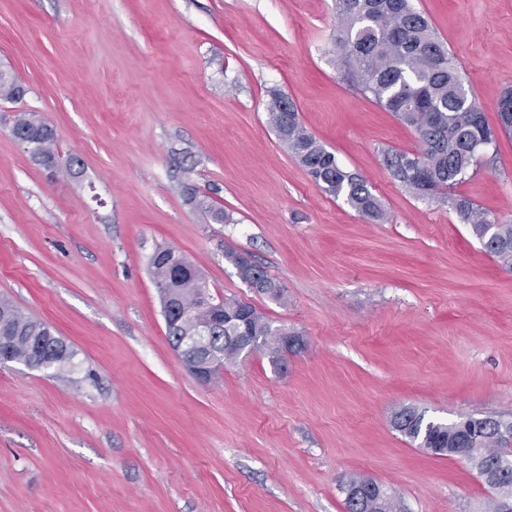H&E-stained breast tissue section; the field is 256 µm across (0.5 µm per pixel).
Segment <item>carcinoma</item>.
Wrapping results in <instances>:
<instances>
[{"instance_id":"1","label":"carcinoma","mask_w":512,"mask_h":512,"mask_svg":"<svg viewBox=\"0 0 512 512\" xmlns=\"http://www.w3.org/2000/svg\"><path fill=\"white\" fill-rule=\"evenodd\" d=\"M340 19L336 54L347 66L353 83L366 96L417 135L422 145L418 152H389L385 164L390 173L410 191L428 194L451 204L462 222L470 225L481 241H490V250L500 262L512 266V223L500 222L466 199L448 197V190L476 174L497 156L499 133H512V88L505 89L498 106V124L491 126L467 91L447 47L439 40L427 17L410 0H335ZM25 87L13 77L0 80V100L16 102L24 97ZM269 123L281 143L308 172L323 191L341 197L358 213L373 220L384 219V210L366 180L346 171L336 156L303 126L296 106L280 93L271 95L267 106ZM11 133L33 145L31 158L53 168L59 163L58 139L50 125L28 112L14 115ZM189 201L216 223L224 222V210L196 192ZM151 259V273L157 288L174 284L177 295L195 289L204 279L192 264L184 267L167 263L160 256ZM254 272L271 287L259 292L274 300L282 297V287L263 267L253 262ZM226 310L250 316L249 338L241 343L231 339L235 332L217 329L216 343L224 347V359L234 362L245 349L269 350L272 362L281 361L267 318L249 303L224 299ZM48 343L50 376L59 377L74 370L75 351L42 320L25 314L9 298H0V344L10 349L12 362L29 365L39 342ZM392 428L435 456H448V437L456 440V452L475 468H491L494 460L512 456V421L492 415L467 416L448 423L426 418L413 406L397 409ZM493 512H512V474L500 476L491 486ZM347 512H404L402 505L383 485L359 503L345 498Z\"/></svg>"}]
</instances>
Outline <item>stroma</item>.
<instances>
[{"label":"stroma","mask_w":512,"mask_h":512,"mask_svg":"<svg viewBox=\"0 0 512 512\" xmlns=\"http://www.w3.org/2000/svg\"><path fill=\"white\" fill-rule=\"evenodd\" d=\"M489 124L512 86V0H413ZM334 0H0V295L72 346L58 378L0 366V512H346L342 478L407 512H488L468 460L390 424L512 421V269L384 155L415 133L345 80ZM365 179L385 222L314 184L267 118L271 92ZM52 125L80 178L32 161L15 112ZM223 208L214 223L182 191ZM456 195L512 222V136ZM171 247L213 294L305 348L243 355L210 383L181 365L150 274ZM284 287L250 288L225 254Z\"/></svg>","instance_id":"35a3bbf8"}]
</instances>
